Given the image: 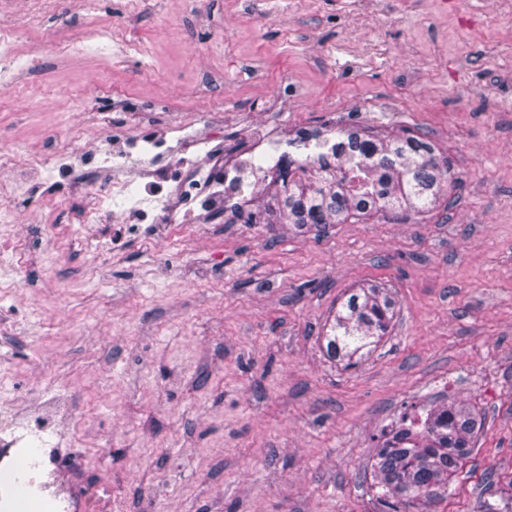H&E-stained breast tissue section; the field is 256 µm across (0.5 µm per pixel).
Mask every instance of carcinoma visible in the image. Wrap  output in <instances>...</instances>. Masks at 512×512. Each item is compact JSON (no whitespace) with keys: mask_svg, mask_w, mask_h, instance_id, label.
Segmentation results:
<instances>
[{"mask_svg":"<svg viewBox=\"0 0 512 512\" xmlns=\"http://www.w3.org/2000/svg\"><path fill=\"white\" fill-rule=\"evenodd\" d=\"M294 145L315 152L303 160L288 157V169L275 174L279 188L263 210L246 213L233 206L236 218L251 224L257 214L266 224L320 235L351 219L408 221L427 215L440 201L446 209L453 204L448 160L422 136L318 127L298 133ZM394 307L380 285L351 292L326 333L328 355L357 364L362 350L386 335ZM479 429L473 409L453 400L422 415L405 414L382 431L372 464L382 512H408L446 492Z\"/></svg>","mask_w":512,"mask_h":512,"instance_id":"carcinoma-1","label":"carcinoma"}]
</instances>
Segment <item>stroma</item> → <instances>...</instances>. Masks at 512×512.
Wrapping results in <instances>:
<instances>
[{
	"mask_svg": "<svg viewBox=\"0 0 512 512\" xmlns=\"http://www.w3.org/2000/svg\"><path fill=\"white\" fill-rule=\"evenodd\" d=\"M103 0L112 42L144 53L41 59L0 88V148L54 138L123 152L107 122L130 100L158 138L208 141L201 164L249 158L350 123L425 136L454 173L451 209L325 235L223 215L166 225L153 245L98 256L69 244L54 203L0 234V396L32 417L38 373L77 414L63 457L88 459L75 512H379L373 434L407 406L465 402L484 421L447 492L412 512H500L512 479V0ZM83 0L34 20L84 37ZM263 111H255V101ZM385 285L396 313L353 368L319 331L349 289Z\"/></svg>",
	"mask_w": 512,
	"mask_h": 512,
	"instance_id": "stroma-1",
	"label": "stroma"
}]
</instances>
